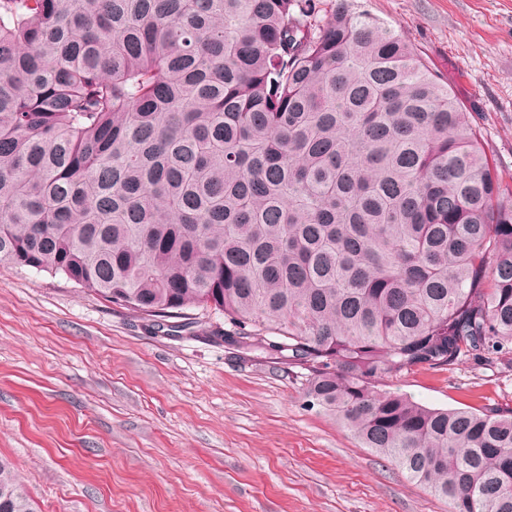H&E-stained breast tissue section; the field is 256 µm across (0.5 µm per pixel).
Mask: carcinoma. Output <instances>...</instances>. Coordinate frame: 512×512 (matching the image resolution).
Returning <instances> with one entry per match:
<instances>
[{"label":"carcinoma","instance_id":"obj_1","mask_svg":"<svg viewBox=\"0 0 512 512\" xmlns=\"http://www.w3.org/2000/svg\"><path fill=\"white\" fill-rule=\"evenodd\" d=\"M321 4L0 0V264L220 314L449 512H512V410L378 389L512 367V185L412 44ZM0 512H34L2 459Z\"/></svg>","mask_w":512,"mask_h":512}]
</instances>
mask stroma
<instances>
[{
	"mask_svg": "<svg viewBox=\"0 0 512 512\" xmlns=\"http://www.w3.org/2000/svg\"><path fill=\"white\" fill-rule=\"evenodd\" d=\"M447 77L512 176V0H350ZM166 336L63 275L0 265V457L36 512H448L307 407L296 369ZM431 408H512V369L386 378Z\"/></svg>",
	"mask_w": 512,
	"mask_h": 512,
	"instance_id": "1",
	"label": "stroma"
}]
</instances>
